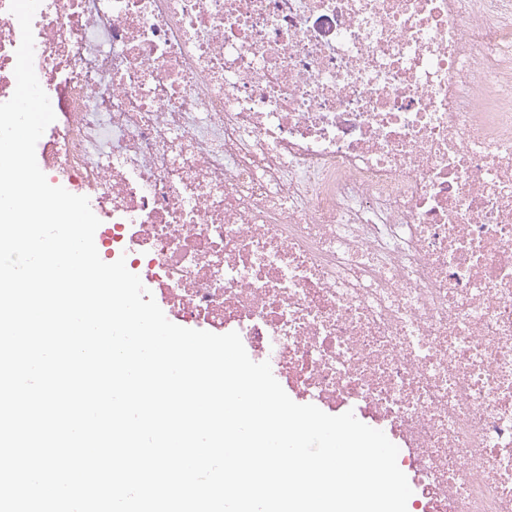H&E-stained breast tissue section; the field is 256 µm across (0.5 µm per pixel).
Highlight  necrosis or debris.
Wrapping results in <instances>:
<instances>
[{"instance_id": "necrosis-or-debris-1", "label": "necrosis or debris", "mask_w": 512, "mask_h": 512, "mask_svg": "<svg viewBox=\"0 0 512 512\" xmlns=\"http://www.w3.org/2000/svg\"><path fill=\"white\" fill-rule=\"evenodd\" d=\"M32 28L40 168L165 311L382 426L417 512H512V0H42Z\"/></svg>"}]
</instances>
